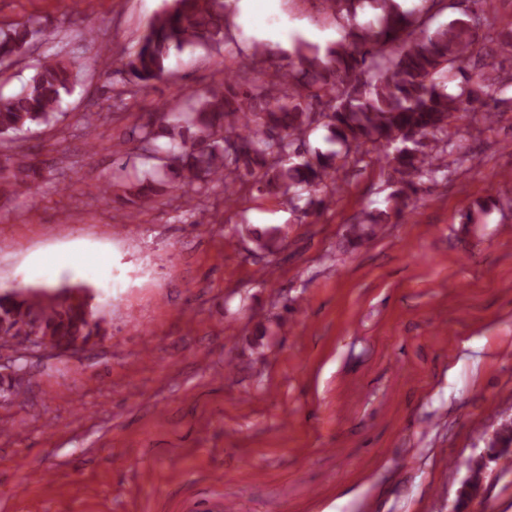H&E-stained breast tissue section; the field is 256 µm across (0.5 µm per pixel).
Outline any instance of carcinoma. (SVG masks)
I'll list each match as a JSON object with an SVG mask.
<instances>
[{
  "label": "carcinoma",
  "instance_id": "cac0c4a2",
  "mask_svg": "<svg viewBox=\"0 0 512 512\" xmlns=\"http://www.w3.org/2000/svg\"><path fill=\"white\" fill-rule=\"evenodd\" d=\"M461 15L434 29L429 21L444 9L443 0H419L404 10L397 0H323L340 38L322 51L297 39L288 68H263L270 51L255 43L238 70L203 92L184 95L178 111L160 109L135 126L130 140L137 157L151 168L133 185L137 210L153 206L178 180L185 193L211 183L251 184L259 192L281 194L289 202L303 192L332 193L340 171L365 162L366 146L392 147L385 159L399 174L401 188L388 201L407 206L416 181L448 171V146L438 135L455 115L491 97L499 84L512 81L478 55L480 31L487 26L481 0H469ZM229 0H171L150 22L134 51L116 59L128 83L141 88L169 72L172 52L219 50L228 37ZM373 14L365 21L364 15ZM45 18L31 15L0 29V69L12 67L49 41ZM369 73L372 79L362 78ZM70 60L45 55L22 90L0 97V137L13 138L34 126L49 125L62 114L64 97L77 83ZM329 131L337 148L309 154L306 134L312 126ZM435 142L428 147L426 140ZM40 174L31 162L11 155L0 160V188L11 195ZM377 216L367 213L353 227L355 239L373 233ZM279 227L254 233L262 250L271 249ZM0 296V336L13 349L31 334L58 344L101 329L102 318H86L81 307L54 297ZM469 479L460 504L476 496L483 463L467 462Z\"/></svg>",
  "mask_w": 512,
  "mask_h": 512
}]
</instances>
